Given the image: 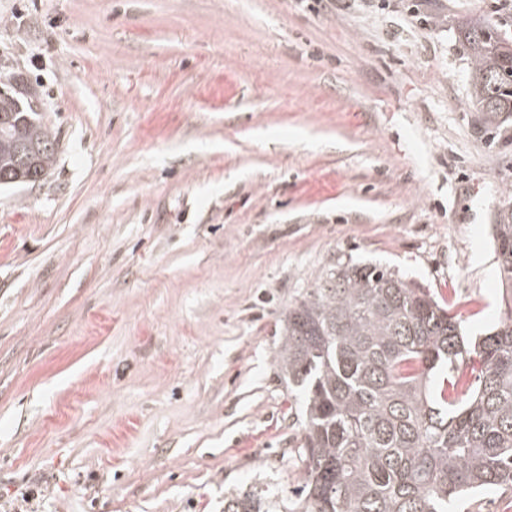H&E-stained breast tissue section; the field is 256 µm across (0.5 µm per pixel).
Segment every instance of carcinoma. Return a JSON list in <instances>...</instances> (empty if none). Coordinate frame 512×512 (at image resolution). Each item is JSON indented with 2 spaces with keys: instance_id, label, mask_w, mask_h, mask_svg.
Segmentation results:
<instances>
[{
  "instance_id": "carcinoma-1",
  "label": "carcinoma",
  "mask_w": 512,
  "mask_h": 512,
  "mask_svg": "<svg viewBox=\"0 0 512 512\" xmlns=\"http://www.w3.org/2000/svg\"><path fill=\"white\" fill-rule=\"evenodd\" d=\"M472 105L512 112V40L491 17L459 22ZM0 177L49 169L37 106L0 89ZM512 288V207L492 225ZM276 360L304 402L303 479L288 498L233 490L224 512H448L468 492L512 488V305L466 342L443 304L373 263L333 264L288 305Z\"/></svg>"
}]
</instances>
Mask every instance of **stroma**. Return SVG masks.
Segmentation results:
<instances>
[{
    "instance_id": "obj_1",
    "label": "stroma",
    "mask_w": 512,
    "mask_h": 512,
    "mask_svg": "<svg viewBox=\"0 0 512 512\" xmlns=\"http://www.w3.org/2000/svg\"><path fill=\"white\" fill-rule=\"evenodd\" d=\"M313 4L0 0V85L23 78L58 142L43 181L0 187V506L288 495L281 318L331 264L497 326L512 115L472 107L457 24L512 38V0Z\"/></svg>"
}]
</instances>
